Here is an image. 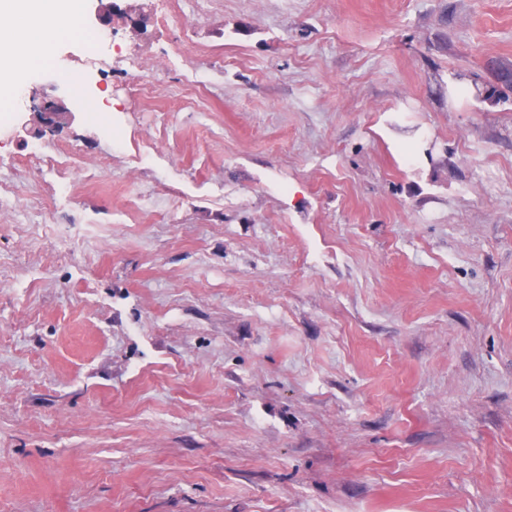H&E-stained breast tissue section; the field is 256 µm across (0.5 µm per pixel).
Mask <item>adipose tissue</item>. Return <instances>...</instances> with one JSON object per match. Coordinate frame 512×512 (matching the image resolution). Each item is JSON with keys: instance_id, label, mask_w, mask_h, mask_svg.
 <instances>
[{"instance_id": "obj_1", "label": "adipose tissue", "mask_w": 512, "mask_h": 512, "mask_svg": "<svg viewBox=\"0 0 512 512\" xmlns=\"http://www.w3.org/2000/svg\"><path fill=\"white\" fill-rule=\"evenodd\" d=\"M49 8L57 14L69 15L77 12L79 0H0V12L19 21L18 26L0 31L1 82L48 54L51 46L49 36L31 33L25 23Z\"/></svg>"}]
</instances>
